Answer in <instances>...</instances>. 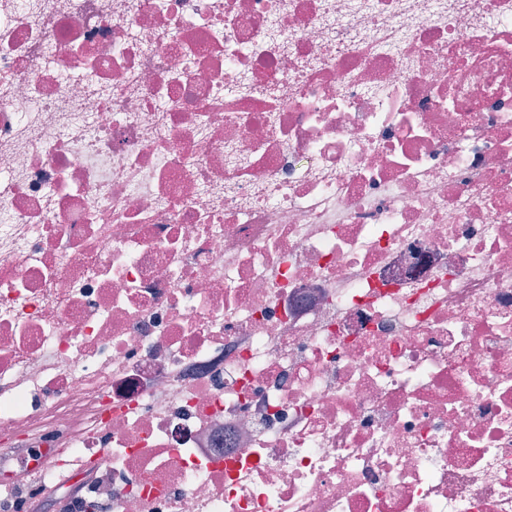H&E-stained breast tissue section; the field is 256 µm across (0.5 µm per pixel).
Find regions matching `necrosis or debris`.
I'll use <instances>...</instances> for the list:
<instances>
[{"label": "necrosis or debris", "mask_w": 512, "mask_h": 512, "mask_svg": "<svg viewBox=\"0 0 512 512\" xmlns=\"http://www.w3.org/2000/svg\"><path fill=\"white\" fill-rule=\"evenodd\" d=\"M51 490L512 512V0H0V512Z\"/></svg>", "instance_id": "necrosis-or-debris-1"}]
</instances>
